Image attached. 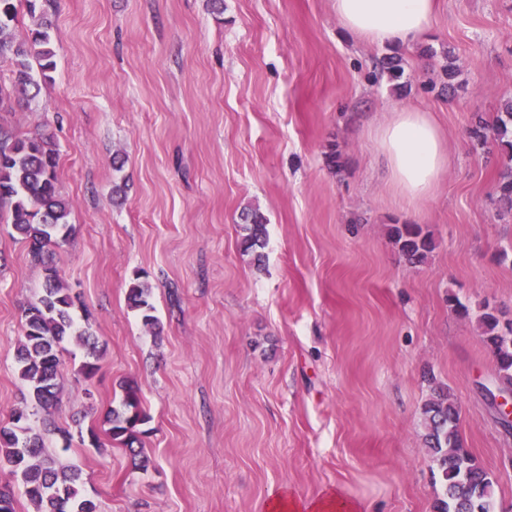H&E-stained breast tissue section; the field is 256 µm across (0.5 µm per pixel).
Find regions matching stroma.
Wrapping results in <instances>:
<instances>
[{
  "mask_svg": "<svg viewBox=\"0 0 512 512\" xmlns=\"http://www.w3.org/2000/svg\"><path fill=\"white\" fill-rule=\"evenodd\" d=\"M38 3L55 12L57 66L0 126L59 149L73 230L54 261L103 356L85 379V347L66 343L51 417L73 439L46 451L81 470L99 512H268L281 493L329 491L365 512H433L423 407L441 388L498 512H512V430L486 395L496 363L475 319L486 304L512 319L508 161L469 138L476 117L512 105V0H439L428 34L395 48L348 36L331 0ZM393 55L407 90L375 76ZM401 105L448 144L437 186L411 206L375 140ZM246 209L266 219L259 265L242 245ZM396 224L431 235L425 264L398 253ZM139 272L156 333L127 306ZM43 282L0 224V425L23 404L15 353ZM128 383L150 416L144 471L107 433Z\"/></svg>",
  "mask_w": 512,
  "mask_h": 512,
  "instance_id": "obj_1",
  "label": "stroma"
}]
</instances>
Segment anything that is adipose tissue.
I'll return each mask as SVG.
<instances>
[{"label":"adipose tissue","mask_w":512,"mask_h":512,"mask_svg":"<svg viewBox=\"0 0 512 512\" xmlns=\"http://www.w3.org/2000/svg\"><path fill=\"white\" fill-rule=\"evenodd\" d=\"M333 9L354 38L396 47L426 34L435 0H333ZM376 142L392 186L407 203L431 195L448 163V150L426 112L412 106L397 109L377 127ZM270 512H362V508L329 492L311 501L275 497Z\"/></svg>","instance_id":"1"}]
</instances>
